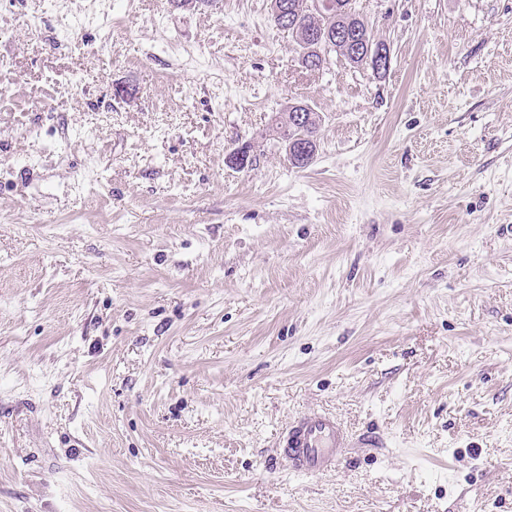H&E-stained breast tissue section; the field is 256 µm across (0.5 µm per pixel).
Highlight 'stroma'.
Wrapping results in <instances>:
<instances>
[{
    "label": "stroma",
    "mask_w": 512,
    "mask_h": 512,
    "mask_svg": "<svg viewBox=\"0 0 512 512\" xmlns=\"http://www.w3.org/2000/svg\"><path fill=\"white\" fill-rule=\"evenodd\" d=\"M355 7L384 76L269 0H0V512H512V0ZM300 103H294L293 105L288 106L281 112H278L275 116L277 117L274 121H272V125L270 126V132H272V136L274 139L277 138V141L281 140L284 144L285 139L288 141H293L298 139L300 136L303 137H316L321 125V117L315 112L312 108L307 106L306 112H293L295 111L294 105ZM293 109V110H292ZM293 112V114H291ZM307 112H311L312 120L309 123V127L296 126L292 123V117L296 123L304 122L309 119V117L305 114ZM292 115V117H291ZM315 146L312 141H302L298 142H288L286 143V153L287 156L291 159L295 157V159L303 160L304 162L310 161L312 156L315 154ZM281 443L293 472L315 475L336 466L349 436L333 416L308 411L289 423Z\"/></svg>",
    "instance_id": "stroma-1"
}]
</instances>
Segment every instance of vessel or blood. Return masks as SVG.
Instances as JSON below:
<instances>
[{
    "instance_id": "1",
    "label": "vessel or blood",
    "mask_w": 512,
    "mask_h": 512,
    "mask_svg": "<svg viewBox=\"0 0 512 512\" xmlns=\"http://www.w3.org/2000/svg\"><path fill=\"white\" fill-rule=\"evenodd\" d=\"M348 443L349 436L336 418L318 411H308L294 418L282 437L291 468L300 475L331 470Z\"/></svg>"
}]
</instances>
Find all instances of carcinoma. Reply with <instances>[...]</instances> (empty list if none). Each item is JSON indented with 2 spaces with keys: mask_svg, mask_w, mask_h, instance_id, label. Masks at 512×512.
Masks as SVG:
<instances>
[{
  "mask_svg": "<svg viewBox=\"0 0 512 512\" xmlns=\"http://www.w3.org/2000/svg\"><path fill=\"white\" fill-rule=\"evenodd\" d=\"M286 2H288V14L293 17V21L288 26V33L295 42L299 62L302 65H307V59L312 57L317 60L314 68L318 69L326 61V56L331 53L343 57L354 68L366 64L367 46L373 47L377 41L353 7V0H345L347 11L339 18L333 17L329 20L309 14L305 6L306 0H286ZM338 26L348 29L350 34L356 37V46L353 47L343 41L328 44L320 38L321 32L326 28L334 29ZM292 109L293 106L290 105L276 114V119L270 126L272 136L281 141L285 139L293 141L301 136H317L321 125L320 115L309 107L307 111L312 115L309 126H297L292 123Z\"/></svg>",
  "mask_w": 512,
  "mask_h": 512,
  "instance_id": "obj_1",
  "label": "carcinoma"
}]
</instances>
